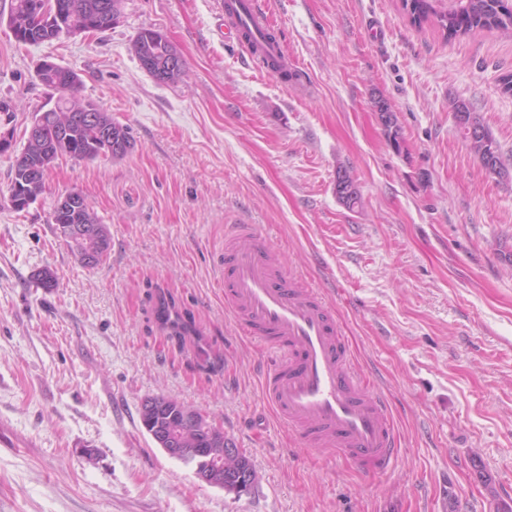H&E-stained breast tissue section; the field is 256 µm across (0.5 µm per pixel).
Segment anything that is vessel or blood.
Returning a JSON list of instances; mask_svg holds the SVG:
<instances>
[{
	"instance_id": "1",
	"label": "vessel or blood",
	"mask_w": 512,
	"mask_h": 512,
	"mask_svg": "<svg viewBox=\"0 0 512 512\" xmlns=\"http://www.w3.org/2000/svg\"><path fill=\"white\" fill-rule=\"evenodd\" d=\"M261 0H237L228 37L266 31ZM224 305L267 353L263 390L278 419L310 447L342 452L362 472H388L397 432L386 401L354 367L331 307L318 289L284 271L252 225L224 239Z\"/></svg>"
}]
</instances>
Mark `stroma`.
<instances>
[{
  "label": "stroma",
  "mask_w": 512,
  "mask_h": 512,
  "mask_svg": "<svg viewBox=\"0 0 512 512\" xmlns=\"http://www.w3.org/2000/svg\"><path fill=\"white\" fill-rule=\"evenodd\" d=\"M297 90L222 38L216 0H124L112 28L19 43L0 22V512H503L512 507V175L458 134L470 103L512 172V33L447 38L402 0H268ZM144 29L186 63L157 84ZM52 60L127 127L121 158H59L23 211L9 174ZM390 104L392 145L375 106ZM350 170L362 204L337 197ZM81 192L111 239L94 268L49 215ZM252 224L281 266L333 306L356 365L388 403L394 468L368 477L304 446L261 389L259 345L219 286L224 231ZM50 269L56 287L42 288ZM195 335L161 326L159 297ZM177 399L249 456L255 486L199 482L146 432L142 401ZM161 39H164V42H161ZM168 47L169 42L162 37L161 32L152 29L141 31L132 42V49L137 58L141 54L162 58ZM449 108H450V111L453 112V117H454L455 124H456L458 131L460 132V134L462 135L464 140L469 145L471 152L480 159L481 163H482V158L485 153V150H484L485 144L482 142L481 139L472 140L471 136H470L469 127L467 125L459 122V118H458V121H456V117H458V114H461V112H464V114H466L467 121H470L471 124L478 126L486 131V133L489 137V143L493 144L495 146L501 166L504 167L501 157H500V154H499V150H498L496 141L492 137L490 131L484 125L480 116L473 110L470 103L461 98H454L450 101ZM482 165L485 168V165L483 163H482ZM485 170H486V168H485ZM486 171L489 172L488 170H486ZM490 174H492V173H490Z\"/></svg>",
  "instance_id": "stroma-1"
}]
</instances>
